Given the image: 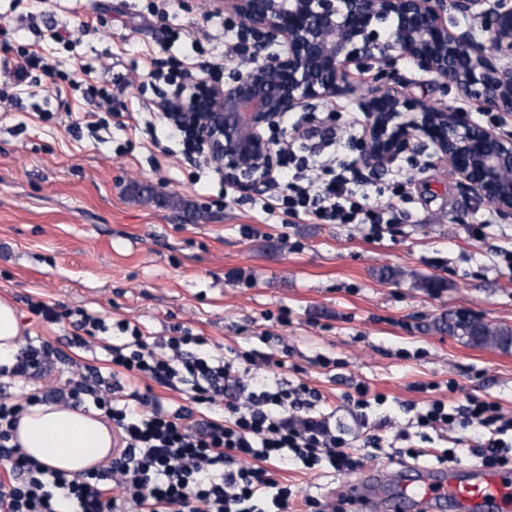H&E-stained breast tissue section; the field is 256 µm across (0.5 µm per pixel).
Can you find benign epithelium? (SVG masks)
<instances>
[{
    "label": "benign epithelium",
    "mask_w": 512,
    "mask_h": 512,
    "mask_svg": "<svg viewBox=\"0 0 512 512\" xmlns=\"http://www.w3.org/2000/svg\"><path fill=\"white\" fill-rule=\"evenodd\" d=\"M238 19L247 57L172 117L203 137L224 181L244 192L268 186L281 163L267 132L312 101L351 94V69L377 67L391 81L363 98L368 135L357 146L372 168L428 140L464 191L512 216V132L482 126L464 107L442 108L398 90L397 64L428 74L482 112H512V0H221ZM450 12L472 18L452 32Z\"/></svg>",
    "instance_id": "1"
}]
</instances>
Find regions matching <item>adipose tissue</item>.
Instances as JSON below:
<instances>
[{
    "instance_id": "obj_1",
    "label": "adipose tissue",
    "mask_w": 512,
    "mask_h": 512,
    "mask_svg": "<svg viewBox=\"0 0 512 512\" xmlns=\"http://www.w3.org/2000/svg\"><path fill=\"white\" fill-rule=\"evenodd\" d=\"M14 441L31 458L72 478L112 459L111 423L101 420L98 412L84 413L59 404L27 407L18 420Z\"/></svg>"
}]
</instances>
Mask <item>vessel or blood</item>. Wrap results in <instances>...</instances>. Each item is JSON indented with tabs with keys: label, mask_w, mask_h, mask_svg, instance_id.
Masks as SVG:
<instances>
[{
	"label": "vessel or blood",
	"mask_w": 512,
	"mask_h": 512,
	"mask_svg": "<svg viewBox=\"0 0 512 512\" xmlns=\"http://www.w3.org/2000/svg\"><path fill=\"white\" fill-rule=\"evenodd\" d=\"M344 494L353 512H512V469L404 465L371 471Z\"/></svg>",
	"instance_id": "obj_1"
}]
</instances>
